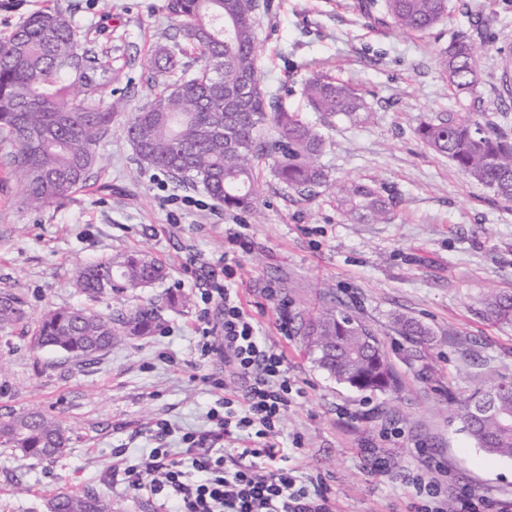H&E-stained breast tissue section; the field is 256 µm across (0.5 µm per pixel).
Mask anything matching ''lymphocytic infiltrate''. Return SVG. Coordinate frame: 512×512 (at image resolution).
Here are the masks:
<instances>
[{
  "label": "lymphocytic infiltrate",
  "instance_id": "f902f5d3",
  "mask_svg": "<svg viewBox=\"0 0 512 512\" xmlns=\"http://www.w3.org/2000/svg\"><path fill=\"white\" fill-rule=\"evenodd\" d=\"M225 235L223 279L202 291L198 341L201 357L222 355L232 372L211 380L224 391V408L211 411L207 429L184 432L176 452L164 444L171 424L159 422L158 446L136 462L115 451L112 469L129 490L163 499L169 512H336L332 499L299 483L287 466L278 436L297 394L285 354L266 341L238 293V254L250 245L249 227L232 224ZM411 482L422 496L415 512H448L442 471L414 473Z\"/></svg>",
  "mask_w": 512,
  "mask_h": 512
}]
</instances>
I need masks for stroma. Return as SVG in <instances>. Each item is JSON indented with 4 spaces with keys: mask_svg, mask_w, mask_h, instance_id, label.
Returning a JSON list of instances; mask_svg holds the SVG:
<instances>
[{
    "mask_svg": "<svg viewBox=\"0 0 512 512\" xmlns=\"http://www.w3.org/2000/svg\"><path fill=\"white\" fill-rule=\"evenodd\" d=\"M355 2L274 0L275 11L258 18L261 83L325 137L321 163L332 183L306 201L263 169V223L232 211L214 217L202 187L138 163L117 123L97 150L101 164L89 184L43 211L23 205L18 175L0 164V289L21 297L30 320L52 306L83 303L73 278L86 263L143 249L166 270L149 287L95 301L106 313L151 301L161 319L153 335L118 340L93 363L32 348L26 331L0 327V415L35 408L57 418L70 437L67 453L53 460L0 447V512H49L52 498L83 490L105 497L112 512H166L160 499L113 478L112 455L118 448L130 459L146 454L161 419L176 430L167 447H179L178 431L205 428L220 406L224 392L208 382L217 364L197 346L203 303L191 259L223 265L227 219L250 226V247L239 255V295L268 343L284 351L288 375L304 393L280 434L300 479L318 482L337 512H407L413 472L439 466L454 490L512 497V460L485 454L455 416L477 388L512 378V326L489 320L481 304L489 293L512 292V204L414 133L421 121L456 111L437 54L473 27L458 0H448L449 19L421 36L371 23ZM166 4L0 0V40L33 12H66L111 51L133 112L152 99L154 54L173 45L178 30ZM475 46L480 91L498 121L501 44ZM314 70L357 89L371 117L324 122L301 94ZM350 180L384 183L396 221L357 224L342 216L333 189ZM174 220L180 229L172 234ZM328 287L382 341L404 383L399 396L348 389L304 353L296 314ZM397 314L428 329L424 344L399 336ZM384 427L396 434L389 446L399 460L387 474L363 452L380 444Z\"/></svg>",
    "mask_w": 512,
    "mask_h": 512,
    "instance_id": "obj_1",
    "label": "stroma"
}]
</instances>
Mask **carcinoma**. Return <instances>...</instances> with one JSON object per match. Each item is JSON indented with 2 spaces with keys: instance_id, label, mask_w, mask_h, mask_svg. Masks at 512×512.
Here are the masks:
<instances>
[{
  "instance_id": "1",
  "label": "carcinoma",
  "mask_w": 512,
  "mask_h": 512,
  "mask_svg": "<svg viewBox=\"0 0 512 512\" xmlns=\"http://www.w3.org/2000/svg\"><path fill=\"white\" fill-rule=\"evenodd\" d=\"M270 6L271 0H168V11L180 22L181 41L156 51L154 69L163 77L162 87L123 125L140 164L202 186L226 210L249 214L257 213L263 165L304 200L316 198L329 183L320 164L322 134L261 87L257 17ZM357 7L369 21L406 34H424L448 15V0H358ZM182 48L198 53V72L182 66ZM437 61L458 111L420 123L416 135L462 174L512 202V127L487 119L475 45L454 41L439 51ZM117 80L112 57L96 50L91 31L79 30L59 9L32 13L0 40V144L4 165L23 177L28 209L58 203L89 183L98 164L96 146L126 108L125 95L112 87ZM236 90L244 91L241 105L224 111V94ZM302 95L329 121L371 114L355 89L321 71L305 79ZM268 123L271 136L263 133ZM336 209L367 224H390L395 218L393 202L375 181L344 186ZM164 276L162 266L135 252L84 266L74 286L95 298L114 289L144 288ZM482 305L489 319L512 325L511 293L489 294ZM26 318L20 297L1 290L0 325ZM157 319L154 306L117 314L83 306L50 308L40 315L32 340L40 349L92 361L120 337L150 335ZM299 319L305 350L337 383L373 394L400 391V375L380 340L339 297L321 296ZM394 323L413 343L428 335L413 318L397 315ZM484 395L481 390L460 401L456 415L477 447L512 459V391L503 390L493 409L477 414ZM0 446L51 459L65 453L67 437L52 416L12 411L0 417ZM52 503L55 512H110L93 490Z\"/></svg>"
}]
</instances>
